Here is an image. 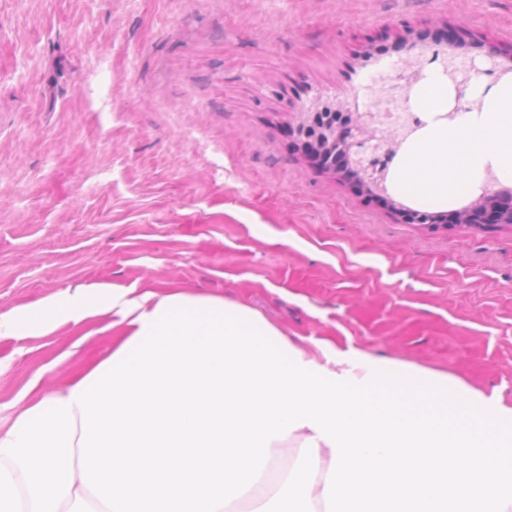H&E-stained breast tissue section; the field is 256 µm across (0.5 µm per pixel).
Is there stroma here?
Segmentation results:
<instances>
[{
    "instance_id": "stroma-1",
    "label": "stroma",
    "mask_w": 512,
    "mask_h": 512,
    "mask_svg": "<svg viewBox=\"0 0 512 512\" xmlns=\"http://www.w3.org/2000/svg\"><path fill=\"white\" fill-rule=\"evenodd\" d=\"M452 31L512 54V0H0V316L170 285L511 406L512 224L406 223L285 137ZM111 342L0 337V426Z\"/></svg>"
}]
</instances>
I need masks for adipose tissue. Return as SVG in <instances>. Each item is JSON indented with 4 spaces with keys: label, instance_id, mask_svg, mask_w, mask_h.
I'll return each instance as SVG.
<instances>
[{
    "label": "adipose tissue",
    "instance_id": "ef3b65f1",
    "mask_svg": "<svg viewBox=\"0 0 512 512\" xmlns=\"http://www.w3.org/2000/svg\"><path fill=\"white\" fill-rule=\"evenodd\" d=\"M403 156L397 188L512 179V80ZM111 333L107 356L0 426V512H512V407L182 288H78L0 317ZM303 453L277 468L289 438Z\"/></svg>",
    "mask_w": 512,
    "mask_h": 512
}]
</instances>
